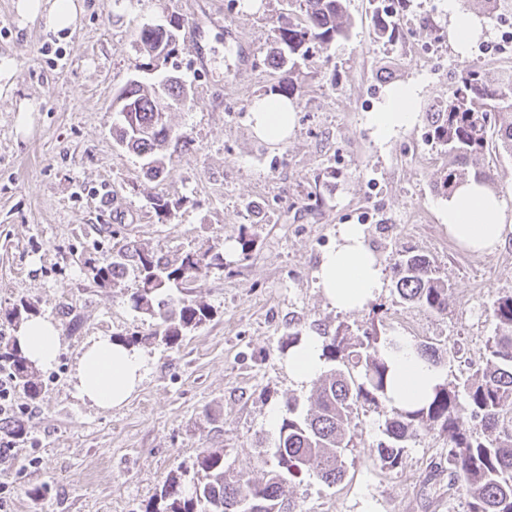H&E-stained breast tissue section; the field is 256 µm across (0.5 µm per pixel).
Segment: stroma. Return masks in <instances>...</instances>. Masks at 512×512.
<instances>
[{"instance_id": "35a3bbf8", "label": "stroma", "mask_w": 512, "mask_h": 512, "mask_svg": "<svg viewBox=\"0 0 512 512\" xmlns=\"http://www.w3.org/2000/svg\"><path fill=\"white\" fill-rule=\"evenodd\" d=\"M85 0L80 27L58 36L18 27L12 0H0V54L14 60L0 86V337L16 333L6 318L19 303L54 321L62 345L55 364L38 371L41 393L14 395L27 433L0 464V492L10 512H144L170 472H192L199 450L220 448L224 464L261 480L275 464L271 412L294 400L310 406L312 385L288 377L289 334L321 335L337 326L362 335L440 350L463 344L445 361L447 381H464L483 360L495 332L494 302L512 294V232L491 255L467 251L448 235L446 196L434 188L447 154L425 138L422 112L447 99L455 74L477 64L495 78L512 54L460 57L448 40L449 4L482 16L480 0H411L396 22L402 37L377 35L370 0H345L347 38L302 61L293 74L303 95L288 140L271 144L248 125L251 104L281 74L265 55L287 0ZM178 21L183 30L167 61L141 51L139 31ZM199 26L208 59L199 69L187 32ZM175 71L192 88L190 106L170 112L186 135L162 180L144 177L140 159L112 137L116 97L131 79L150 83ZM415 87L420 117L388 141L367 125L384 92ZM30 102L28 132L17 131L18 106ZM493 189L512 215V155L486 151ZM318 185L323 204L306 193ZM180 201L160 220L152 197ZM341 224H360L385 267L401 254L428 256L448 281V310L402 302L385 286L365 309L331 308L314 271ZM254 240L242 256L237 238ZM133 241L177 263L213 247L224 267L196 282L191 296L212 310L210 322L178 346L150 342L156 321L136 310L133 273L101 287L95 268ZM135 338L146 366L130 402L101 411L73 395L75 358L91 337ZM381 412L364 408L351 429L346 475L334 485L305 473L288 483L281 512H466L462 488L448 486V441L424 429L408 441L399 467L381 466Z\"/></svg>"}]
</instances>
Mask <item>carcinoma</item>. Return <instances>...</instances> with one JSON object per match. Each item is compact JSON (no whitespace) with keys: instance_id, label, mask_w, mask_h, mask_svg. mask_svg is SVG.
I'll use <instances>...</instances> for the list:
<instances>
[{"instance_id":"carcinoma-1","label":"carcinoma","mask_w":512,"mask_h":512,"mask_svg":"<svg viewBox=\"0 0 512 512\" xmlns=\"http://www.w3.org/2000/svg\"><path fill=\"white\" fill-rule=\"evenodd\" d=\"M409 0H391V7L378 5L373 18L379 36L397 39L401 32L393 17L404 11ZM298 21L275 29V47L266 55L268 66L292 72L298 60L314 49L331 48L349 35L352 22L343 0H294ZM180 25H146L140 42L154 59H167L176 44ZM269 92L286 99L303 96L302 86L283 78ZM181 108L190 101V87L179 76L169 75L161 83L130 80L118 94L124 108L115 128L118 144L144 161L147 177H165L171 159L169 146L184 135L176 133L162 116L160 96ZM494 120L495 144L512 152V75L498 81L488 79L481 68L469 65L455 75L448 100L431 106L427 138L452 158L455 167L437 175L435 187L446 195L473 177L488 185L494 176L487 170L469 174V161L489 149L488 121ZM147 132L137 135L135 131ZM155 213L166 220L175 217L181 203L163 197L152 199ZM224 268V254L208 249L188 252L172 264L156 253L127 243L113 254L112 262L97 270V282L106 287L115 278L132 271L139 288L130 297L133 307L158 321L150 339L167 346L211 318V308L189 298L193 284L212 269ZM392 282L399 298L430 311L448 309V281L427 256L409 252L392 267ZM177 289L180 295L171 294ZM497 321L494 336L486 342L485 361L462 383L436 386L424 404L398 408L387 396L390 366L386 353L397 348L380 341L376 330L352 336L341 326L322 342V357L334 364L320 377L311 394L313 409L296 413L286 402L275 444L276 465L266 477L254 481L231 475L224 468V450L204 448L193 468L197 480L184 488L183 473H170L145 512H280V497L293 478L311 471L328 485L340 482L346 472L345 453L353 447L352 416L360 408L374 407L384 413V439L377 447L384 467L402 462L407 441L422 426H437L448 437V483L461 484L466 492L467 512H512V295L499 298L493 308ZM417 355L432 367L440 364L439 348L422 343ZM8 372L27 396L34 400L41 386L34 367L16 339L0 342V371ZM470 409L472 425L456 417L459 399Z\"/></svg>"}]
</instances>
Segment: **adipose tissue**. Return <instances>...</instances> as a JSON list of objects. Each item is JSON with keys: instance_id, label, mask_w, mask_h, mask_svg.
<instances>
[{"instance_id": "ef3b65f1", "label": "adipose tissue", "mask_w": 512, "mask_h": 512, "mask_svg": "<svg viewBox=\"0 0 512 512\" xmlns=\"http://www.w3.org/2000/svg\"><path fill=\"white\" fill-rule=\"evenodd\" d=\"M84 0H15L19 27L39 21L45 30L65 34L80 24ZM418 116L414 88L394 86L386 90L378 111L368 123L376 137L386 141ZM295 106L287 99L270 96L253 103L251 127L256 136L271 142L287 140L295 126ZM505 209L499 195L476 180L458 186L448 199L449 235L460 245L489 254L504 240ZM318 285L330 307L342 312L364 309L385 285L384 265L369 245L359 224L338 227L335 245L320 258L315 271ZM25 356L35 366L55 363L61 345L60 331L50 319L35 318L24 323L16 335ZM320 337L309 336L292 349L285 363L289 378L305 385L319 373L322 362ZM389 396L394 406L408 407L422 401L441 382L440 372L423 362L411 347L390 353ZM146 359L126 343L98 336L87 341L73 372L74 395L91 406L109 410L126 404L142 380Z\"/></svg>"}]
</instances>
